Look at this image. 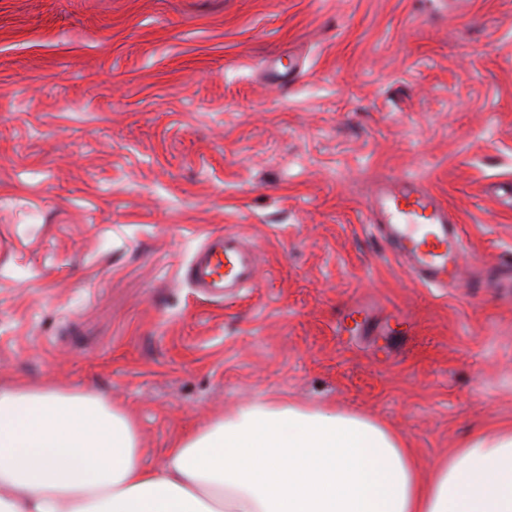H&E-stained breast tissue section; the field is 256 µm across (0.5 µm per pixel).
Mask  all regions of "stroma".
<instances>
[{
	"mask_svg": "<svg viewBox=\"0 0 512 512\" xmlns=\"http://www.w3.org/2000/svg\"><path fill=\"white\" fill-rule=\"evenodd\" d=\"M388 175L512 254V0H0V381L126 407L156 460L280 399L431 470L512 424V293L413 283L364 222ZM228 227L258 285L207 299ZM258 252L238 231L207 234L185 277L203 297L224 298L257 287Z\"/></svg>",
	"mask_w": 512,
	"mask_h": 512,
	"instance_id": "1",
	"label": "stroma"
}]
</instances>
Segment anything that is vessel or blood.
I'll return each mask as SVG.
<instances>
[{
    "mask_svg": "<svg viewBox=\"0 0 512 512\" xmlns=\"http://www.w3.org/2000/svg\"><path fill=\"white\" fill-rule=\"evenodd\" d=\"M365 221L413 281L433 288L459 284L460 230L430 187L411 178L388 176L370 197ZM257 266V250L240 232L228 229L204 237L185 276L201 296L221 298L255 287Z\"/></svg>",
    "mask_w": 512,
    "mask_h": 512,
    "instance_id": "vessel-or-blood-1",
    "label": "vessel or blood"
}]
</instances>
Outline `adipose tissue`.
Here are the masks:
<instances>
[{
	"instance_id": "obj_1",
	"label": "adipose tissue",
	"mask_w": 512,
	"mask_h": 512,
	"mask_svg": "<svg viewBox=\"0 0 512 512\" xmlns=\"http://www.w3.org/2000/svg\"><path fill=\"white\" fill-rule=\"evenodd\" d=\"M0 512H512V426L426 477L378 423L260 399L177 435L153 464L125 407L0 384Z\"/></svg>"
}]
</instances>
